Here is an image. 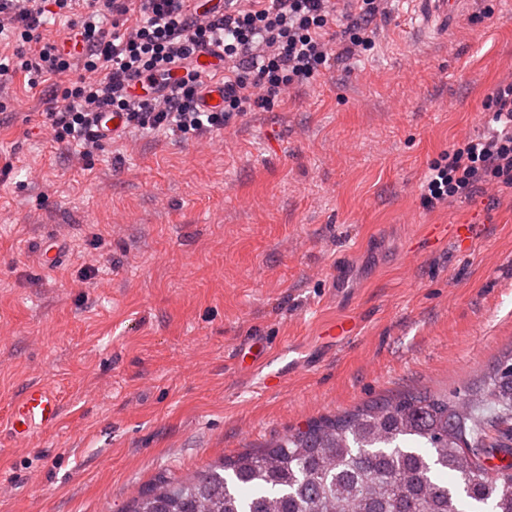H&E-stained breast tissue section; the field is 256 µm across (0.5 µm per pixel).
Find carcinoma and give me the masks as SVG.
Listing matches in <instances>:
<instances>
[{
    "instance_id": "1",
    "label": "carcinoma",
    "mask_w": 512,
    "mask_h": 512,
    "mask_svg": "<svg viewBox=\"0 0 512 512\" xmlns=\"http://www.w3.org/2000/svg\"><path fill=\"white\" fill-rule=\"evenodd\" d=\"M128 512H512V352L475 390L409 392L312 420Z\"/></svg>"
}]
</instances>
